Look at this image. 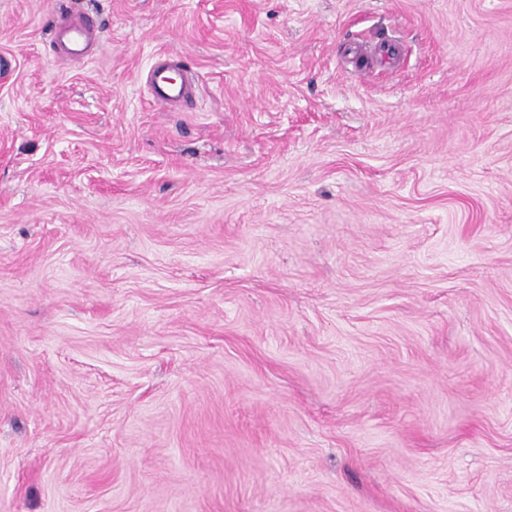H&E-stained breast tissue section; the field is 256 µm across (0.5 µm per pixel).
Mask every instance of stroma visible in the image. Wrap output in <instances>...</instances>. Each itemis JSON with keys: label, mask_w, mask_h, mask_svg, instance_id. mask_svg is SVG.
Here are the masks:
<instances>
[{"label": "stroma", "mask_w": 512, "mask_h": 512, "mask_svg": "<svg viewBox=\"0 0 512 512\" xmlns=\"http://www.w3.org/2000/svg\"><path fill=\"white\" fill-rule=\"evenodd\" d=\"M0 512H512V0H0ZM63 27L60 31L56 28L53 30L54 46L63 37L65 54L72 59L81 60L86 58L90 53V47L94 38L93 27L85 16H73L66 13L64 17ZM147 82L153 100L163 105L183 103L190 97L194 86L185 61L180 56L169 54L159 55L154 60Z\"/></svg>", "instance_id": "1"}]
</instances>
